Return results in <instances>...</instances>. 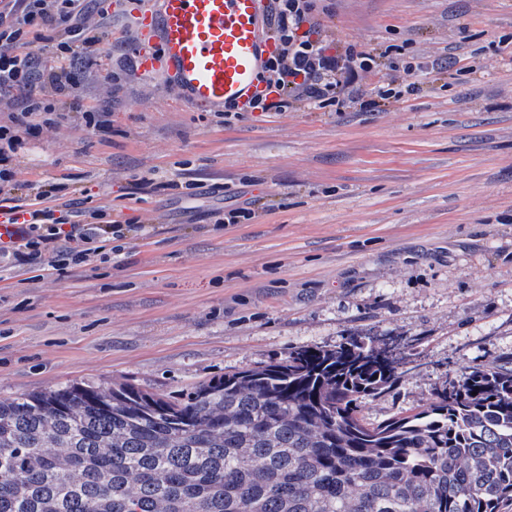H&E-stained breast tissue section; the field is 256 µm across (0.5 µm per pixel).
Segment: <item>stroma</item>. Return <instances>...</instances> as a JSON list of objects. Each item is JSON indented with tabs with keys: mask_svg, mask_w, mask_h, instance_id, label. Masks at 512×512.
Segmentation results:
<instances>
[{
	"mask_svg": "<svg viewBox=\"0 0 512 512\" xmlns=\"http://www.w3.org/2000/svg\"><path fill=\"white\" fill-rule=\"evenodd\" d=\"M140 6L88 4L108 55L74 94L111 101L109 129L66 112L24 139L17 174L131 230L89 266L0 264V397L72 381L176 395L399 336L413 368L363 401L378 422L512 361V0H318L324 45L379 63L363 96L381 77L402 95L285 112H213L124 70ZM246 201L250 216L218 220Z\"/></svg>",
	"mask_w": 512,
	"mask_h": 512,
	"instance_id": "stroma-1",
	"label": "stroma"
}]
</instances>
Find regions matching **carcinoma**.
<instances>
[{"label": "carcinoma", "mask_w": 512, "mask_h": 512, "mask_svg": "<svg viewBox=\"0 0 512 512\" xmlns=\"http://www.w3.org/2000/svg\"><path fill=\"white\" fill-rule=\"evenodd\" d=\"M408 364L351 338L178 398L127 382L0 398V512H512V367L367 422Z\"/></svg>", "instance_id": "carcinoma-1"}]
</instances>
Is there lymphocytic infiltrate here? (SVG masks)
I'll return each instance as SVG.
<instances>
[{"mask_svg": "<svg viewBox=\"0 0 512 512\" xmlns=\"http://www.w3.org/2000/svg\"><path fill=\"white\" fill-rule=\"evenodd\" d=\"M276 49L264 65L265 81L277 100L258 96L253 108L283 112L288 93L319 105L341 95L359 96L358 81L376 70L374 57L344 47L326 53L320 41L301 34L312 22L315 0H271ZM87 0H6L0 6V96L10 97L14 109L0 118V194H14L18 184L14 162L25 136L56 122L50 94L68 97L78 64L102 58L104 36L87 27ZM52 44L55 55L41 60L36 42ZM82 202H58L56 188L42 185L34 197L16 196L12 206L0 209L14 227L9 242H0V262L56 267L59 258L89 263L102 253L112 237L123 234L118 224H73L69 218Z\"/></svg>", "mask_w": 512, "mask_h": 512, "instance_id": "obj_1", "label": "lymphocytic infiltrate"}]
</instances>
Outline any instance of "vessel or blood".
Instances as JSON below:
<instances>
[{"label": "vessel or blood", "mask_w": 512, "mask_h": 512, "mask_svg": "<svg viewBox=\"0 0 512 512\" xmlns=\"http://www.w3.org/2000/svg\"><path fill=\"white\" fill-rule=\"evenodd\" d=\"M133 31L148 38L142 74L170 75L192 103L213 111L245 105L273 52L264 0H147Z\"/></svg>", "instance_id": "obj_1"}]
</instances>
